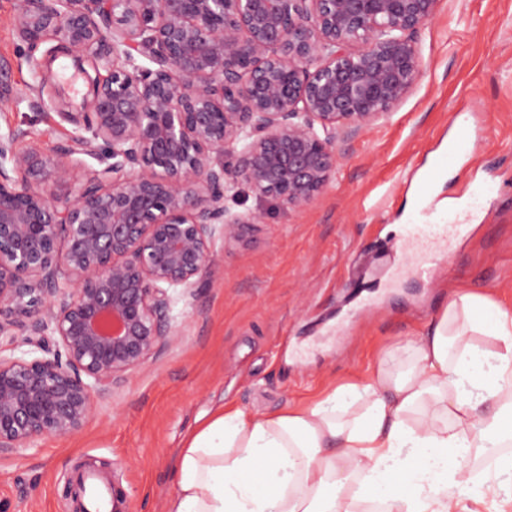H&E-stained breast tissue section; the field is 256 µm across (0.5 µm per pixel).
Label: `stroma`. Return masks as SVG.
<instances>
[{
  "label": "stroma",
  "instance_id": "1",
  "mask_svg": "<svg viewBox=\"0 0 512 512\" xmlns=\"http://www.w3.org/2000/svg\"><path fill=\"white\" fill-rule=\"evenodd\" d=\"M20 0H0V132L55 150L78 135L42 92L47 50L15 31ZM422 75L392 115L340 135L323 192L299 210L239 187L233 210H264L243 242L216 241L178 336L101 400L76 434L0 457V512H73L78 469L113 480L129 512H163L177 450L219 406L274 414L356 383L429 330L460 290L512 311V0H441L416 35ZM476 131L448 158L454 116ZM428 183L429 196L416 188ZM462 224L431 279L394 249L409 224Z\"/></svg>",
  "mask_w": 512,
  "mask_h": 512
}]
</instances>
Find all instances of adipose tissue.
<instances>
[{
	"label": "adipose tissue",
	"instance_id": "adipose-tissue-1",
	"mask_svg": "<svg viewBox=\"0 0 512 512\" xmlns=\"http://www.w3.org/2000/svg\"><path fill=\"white\" fill-rule=\"evenodd\" d=\"M402 357L311 405L199 417L164 512H512V455L490 476L461 466L512 446V314L459 293Z\"/></svg>",
	"mask_w": 512,
	"mask_h": 512
}]
</instances>
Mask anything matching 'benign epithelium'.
I'll return each mask as SVG.
<instances>
[{"label":"benign epithelium","instance_id":"1","mask_svg":"<svg viewBox=\"0 0 512 512\" xmlns=\"http://www.w3.org/2000/svg\"><path fill=\"white\" fill-rule=\"evenodd\" d=\"M440 2L24 0L20 40L93 74L68 144L0 133V455L76 434L165 350L215 240L263 223L227 205L238 186L292 209L324 189L336 133L418 82Z\"/></svg>","mask_w":512,"mask_h":512}]
</instances>
